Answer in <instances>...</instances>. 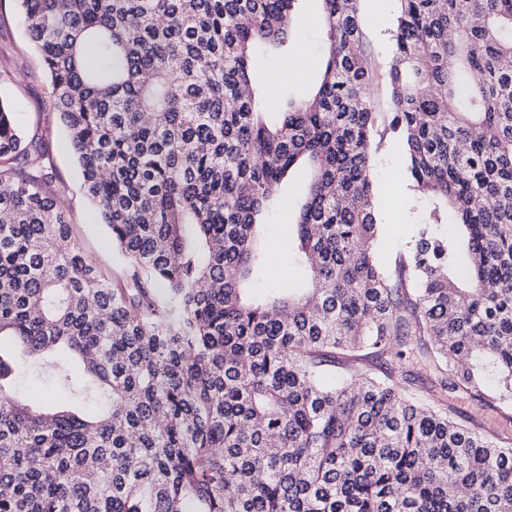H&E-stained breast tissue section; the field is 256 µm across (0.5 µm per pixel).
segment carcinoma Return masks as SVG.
Returning <instances> with one entry per match:
<instances>
[{
  "mask_svg": "<svg viewBox=\"0 0 512 512\" xmlns=\"http://www.w3.org/2000/svg\"><path fill=\"white\" fill-rule=\"evenodd\" d=\"M13 2L124 267L84 253L0 98V512H512V439L402 371L512 409V0H393L382 130L362 0H319L316 87L273 106L251 61L294 56L301 0ZM389 134L427 209L391 266ZM304 164L305 284L253 294ZM45 357L82 406L14 397Z\"/></svg>",
  "mask_w": 512,
  "mask_h": 512,
  "instance_id": "obj_1",
  "label": "carcinoma"
}]
</instances>
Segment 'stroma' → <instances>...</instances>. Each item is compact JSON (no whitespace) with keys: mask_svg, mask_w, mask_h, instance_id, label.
Here are the masks:
<instances>
[{"mask_svg":"<svg viewBox=\"0 0 512 512\" xmlns=\"http://www.w3.org/2000/svg\"><path fill=\"white\" fill-rule=\"evenodd\" d=\"M366 36L378 68L391 59V31L395 12L389 0H363ZM298 28L297 46L305 62L301 73L284 70L280 59L267 58L258 64L259 85L268 99L275 100L286 92H305L314 82L323 30L319 23L316 0H304ZM51 80L29 38L24 18L12 0H0V97L7 100L26 133L42 132L43 148L61 192L76 238L84 252L104 271L120 274L121 257L113 251L106 229L92 219V207L86 199L73 153L67 147L59 125H46ZM377 182V201L381 212L378 248L384 262H393L405 252L410 240L425 222V210L419 194L403 175L404 158L399 142L386 138L373 156ZM288 214L275 213L266 229L269 247L270 276L262 280L265 288H278L294 275L288 251Z\"/></svg>","mask_w":512,"mask_h":512,"instance_id":"35a3bbf8","label":"stroma"}]
</instances>
